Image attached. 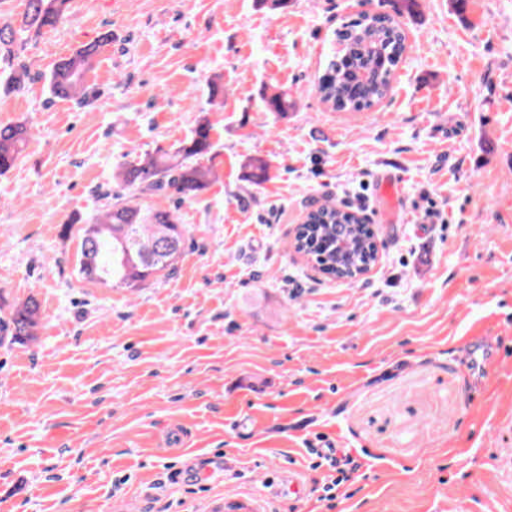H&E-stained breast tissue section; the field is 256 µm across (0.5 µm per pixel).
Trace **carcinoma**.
I'll use <instances>...</instances> for the list:
<instances>
[{"label":"carcinoma","mask_w":512,"mask_h":512,"mask_svg":"<svg viewBox=\"0 0 512 512\" xmlns=\"http://www.w3.org/2000/svg\"><path fill=\"white\" fill-rule=\"evenodd\" d=\"M69 2L26 0L19 25L11 21L0 25V72L5 74V90H19L30 80L29 67L17 49L22 35L55 28L65 19ZM110 41L112 33L107 32L61 60L49 77L51 95L89 105L86 77L101 48ZM403 42L399 26L386 14H364L342 25L336 30V56L329 60L317 88L321 99L338 111L361 112L373 107L389 92ZM266 105L271 112H286L294 107V101L279 91L267 97ZM212 132L213 125L203 120L179 146L157 147L138 160L119 165L121 183L130 190V197L78 229V271L83 278L133 292L175 270L185 248L186 230L175 210L146 204L141 196L169 191L190 200L208 189L213 172L203 160L210 158L214 149ZM27 140L26 126L0 125V175L14 167ZM301 227L305 234L295 237L299 244L294 249L320 266H357L377 251L375 241L353 213L337 205L326 204L309 212ZM42 318L39 300L28 296L0 317V345L36 341Z\"/></svg>","instance_id":"cac0c4a2"}]
</instances>
